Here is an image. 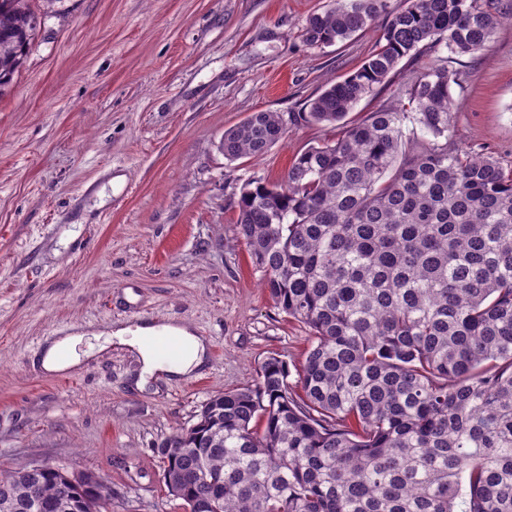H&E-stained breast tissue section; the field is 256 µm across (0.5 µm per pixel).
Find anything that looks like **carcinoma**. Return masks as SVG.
I'll return each mask as SVG.
<instances>
[{
    "label": "carcinoma",
    "mask_w": 512,
    "mask_h": 512,
    "mask_svg": "<svg viewBox=\"0 0 512 512\" xmlns=\"http://www.w3.org/2000/svg\"><path fill=\"white\" fill-rule=\"evenodd\" d=\"M331 0L305 41L325 47L387 18L370 56L298 117L334 125L405 58L487 51L500 0ZM0 0V91L41 27ZM448 58L383 105L248 180L237 224L279 312L308 328L298 371L264 361L156 446L185 512H512V168L458 143ZM418 125L420 138L406 122ZM286 133L277 112L224 131L234 162ZM0 512H106L92 473H0Z\"/></svg>",
    "instance_id": "carcinoma-1"
}]
</instances>
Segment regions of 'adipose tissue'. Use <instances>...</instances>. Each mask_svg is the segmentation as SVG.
<instances>
[{"instance_id":"ef3b65f1","label":"adipose tissue","mask_w":512,"mask_h":512,"mask_svg":"<svg viewBox=\"0 0 512 512\" xmlns=\"http://www.w3.org/2000/svg\"><path fill=\"white\" fill-rule=\"evenodd\" d=\"M169 342L182 351L177 364L164 363L152 346V339ZM103 343L117 342L137 350L142 363L137 381L138 388H145L157 376L166 379L185 377L205 369L207 365V342L180 322L142 321L122 326L102 334ZM86 336L79 331L47 342L37 363L45 371H61L80 363L81 346Z\"/></svg>"}]
</instances>
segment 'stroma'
<instances>
[{
  "label": "stroma",
  "mask_w": 512,
  "mask_h": 512,
  "mask_svg": "<svg viewBox=\"0 0 512 512\" xmlns=\"http://www.w3.org/2000/svg\"><path fill=\"white\" fill-rule=\"evenodd\" d=\"M328 3L59 0L44 18L0 92V471H92L112 482V512H184L156 445L215 392L252 385L268 356L299 367L309 331L263 290L237 201L248 179L280 182L295 155L332 136L292 116L379 40L378 22L309 46L306 21ZM432 59L402 60L351 119L403 99ZM451 66L457 140L512 161V24ZM259 111L280 113L285 137L227 161L225 129ZM137 315L208 338L206 368L139 391L140 358L125 346L55 375L34 364L48 339Z\"/></svg>",
  "instance_id": "1"
}]
</instances>
